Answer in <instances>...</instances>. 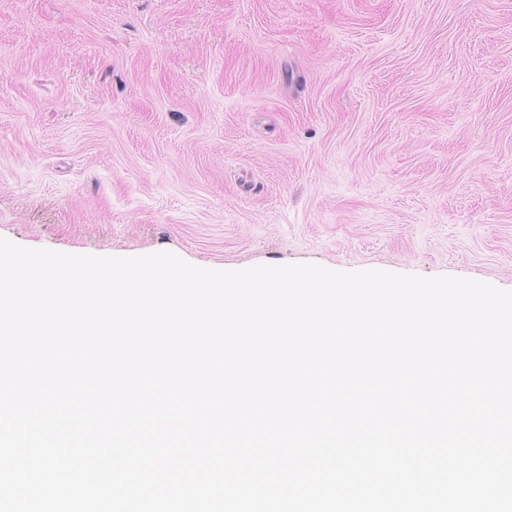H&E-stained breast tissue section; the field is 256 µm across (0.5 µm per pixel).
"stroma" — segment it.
<instances>
[{"label":"stroma","instance_id":"1","mask_svg":"<svg viewBox=\"0 0 512 512\" xmlns=\"http://www.w3.org/2000/svg\"><path fill=\"white\" fill-rule=\"evenodd\" d=\"M0 237L512 290V0H0Z\"/></svg>","mask_w":512,"mask_h":512}]
</instances>
